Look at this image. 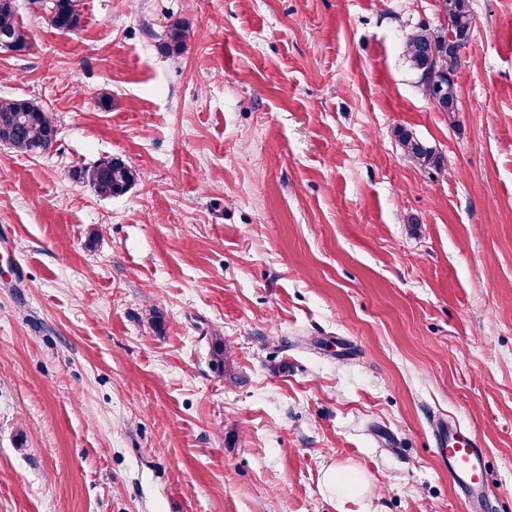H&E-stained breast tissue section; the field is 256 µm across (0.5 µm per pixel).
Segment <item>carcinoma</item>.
Instances as JSON below:
<instances>
[{
	"instance_id": "cac0c4a2",
	"label": "carcinoma",
	"mask_w": 512,
	"mask_h": 512,
	"mask_svg": "<svg viewBox=\"0 0 512 512\" xmlns=\"http://www.w3.org/2000/svg\"><path fill=\"white\" fill-rule=\"evenodd\" d=\"M47 15L50 25L60 32L76 30L80 22L78 0H33ZM447 21L442 29L423 26L407 40L406 52L421 78L429 99L442 112L456 111V64H448L449 36L457 44L468 41L475 25L469 0H441ZM16 0H0V34L8 36L6 49L23 52L29 40L22 23L17 18ZM168 41L163 48L168 52H181L186 38L185 28L178 22L168 30ZM56 129L46 109L26 99H0V142L21 154H36L53 143ZM399 141L404 154L423 167H436L441 157L414 136L410 131H400ZM73 178L88 181L95 191L106 197L125 194L136 178V171L123 159L105 156L90 168L76 169Z\"/></svg>"
}]
</instances>
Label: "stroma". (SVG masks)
Here are the masks:
<instances>
[{
  "mask_svg": "<svg viewBox=\"0 0 512 512\" xmlns=\"http://www.w3.org/2000/svg\"><path fill=\"white\" fill-rule=\"evenodd\" d=\"M470 2L447 114L406 58L439 0H81L70 33L17 0L0 99L57 134L0 144V512H465L448 421L512 512V0ZM105 155L123 196L71 176ZM56 129L46 109L26 99H0V142L21 154L53 143ZM399 141L404 154L416 164L423 167H436L441 163V157L434 150L414 136L410 131L401 130ZM324 485L338 497H348L357 494L347 472L342 468H329L324 475Z\"/></svg>",
  "mask_w": 512,
  "mask_h": 512,
  "instance_id": "obj_1",
  "label": "stroma"
}]
</instances>
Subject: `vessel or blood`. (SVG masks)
Returning a JSON list of instances; mask_svg holds the SVG:
<instances>
[{
    "label": "vessel or blood",
    "instance_id": "1",
    "mask_svg": "<svg viewBox=\"0 0 512 512\" xmlns=\"http://www.w3.org/2000/svg\"><path fill=\"white\" fill-rule=\"evenodd\" d=\"M448 475L464 499L467 512H487L493 491L487 482V455L476 434L448 427Z\"/></svg>",
    "mask_w": 512,
    "mask_h": 512
}]
</instances>
